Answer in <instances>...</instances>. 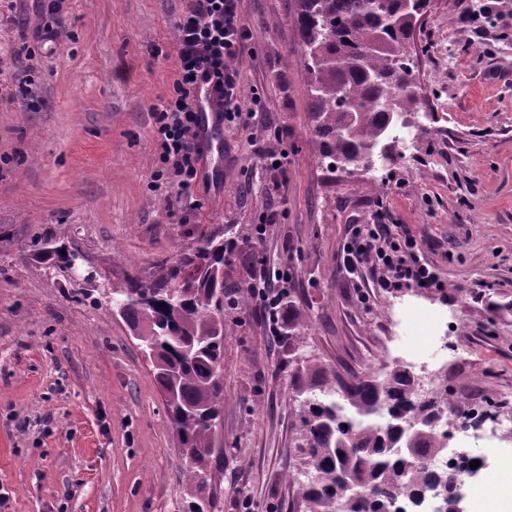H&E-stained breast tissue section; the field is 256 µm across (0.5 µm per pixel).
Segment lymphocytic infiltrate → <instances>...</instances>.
Returning a JSON list of instances; mask_svg holds the SVG:
<instances>
[{"label": "lymphocytic infiltrate", "instance_id": "obj_1", "mask_svg": "<svg viewBox=\"0 0 512 512\" xmlns=\"http://www.w3.org/2000/svg\"><path fill=\"white\" fill-rule=\"evenodd\" d=\"M241 0H189L176 23V78L168 97L156 107L159 157L171 165L180 190L197 182L201 165L198 143L200 82L211 84L223 103L225 126L249 129L257 109H243L239 72L234 60L244 51L250 33L240 12ZM342 266L350 279L371 271L380 288L442 289L435 267L422 254L417 238L393 233L387 224L355 225L342 252ZM292 275L272 269L266 279L252 284L254 298L269 322L273 336H281L288 321L284 302Z\"/></svg>", "mask_w": 512, "mask_h": 512}]
</instances>
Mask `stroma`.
<instances>
[{
  "label": "stroma",
  "instance_id": "1",
  "mask_svg": "<svg viewBox=\"0 0 512 512\" xmlns=\"http://www.w3.org/2000/svg\"><path fill=\"white\" fill-rule=\"evenodd\" d=\"M43 4L0 0V78L27 71L33 90L24 105L0 93V512H183L191 489L152 365L100 286L174 263L203 231L245 243L224 267L233 297L293 269L303 349L348 379L401 366L387 329L402 295L355 288L342 246L352 225H399L444 282L409 290V333L422 312L447 313L441 385L463 406L512 412V0H429L411 40L417 148L387 141L349 172L318 159L298 0H242L251 40L235 66L245 104L265 110L223 129V182L182 195L151 108L174 79L186 0H62L54 16ZM269 150L287 151L286 170L265 168ZM46 244L78 250L79 269L42 259ZM293 359L256 302L225 311L210 512H305ZM473 450L490 462L474 492L512 458V432L486 426Z\"/></svg>",
  "mask_w": 512,
  "mask_h": 512
}]
</instances>
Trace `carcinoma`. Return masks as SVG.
<instances>
[{
  "mask_svg": "<svg viewBox=\"0 0 512 512\" xmlns=\"http://www.w3.org/2000/svg\"><path fill=\"white\" fill-rule=\"evenodd\" d=\"M290 18L304 43V66L311 76L313 134L319 159L355 168L373 156L400 113L420 103L404 86L414 83L412 20L401 0H299ZM238 241L200 234L195 251L161 268L148 281L124 290L122 319L150 359L165 400L169 425L177 432L187 477L197 494L184 512H209L203 492L212 448L213 421L224 405V383L212 369L224 368V266ZM288 308V346L298 353L291 375L292 398L299 403L300 464L314 472L303 491L306 512H333L335 499L346 512H376L384 501H405L423 486L444 481L448 495L456 479L422 465L438 454L442 434L416 427L411 452H392L403 428L431 421L426 405L414 400L407 369L379 378L365 375L340 382L300 354L303 316ZM356 475L361 494L349 497L345 472Z\"/></svg>",
  "mask_w": 512,
  "mask_h": 512,
  "instance_id": "carcinoma-1",
  "label": "carcinoma"
}]
</instances>
